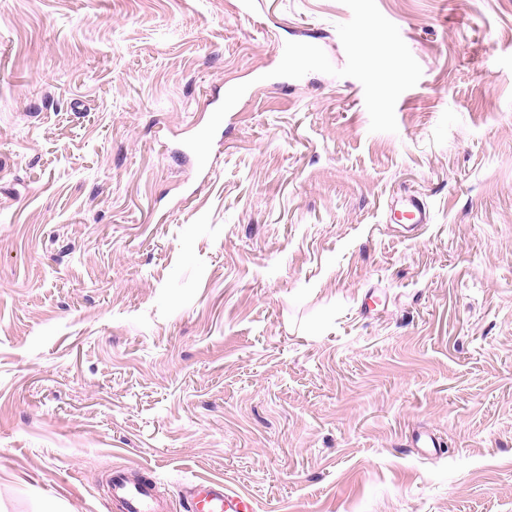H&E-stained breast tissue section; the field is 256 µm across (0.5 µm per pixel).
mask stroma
<instances>
[{
  "label": "stroma",
  "instance_id": "35a3bbf8",
  "mask_svg": "<svg viewBox=\"0 0 512 512\" xmlns=\"http://www.w3.org/2000/svg\"><path fill=\"white\" fill-rule=\"evenodd\" d=\"M120 471L512 512V0H0V512ZM399 209L394 208V223L409 224V226H419L420 224H429L431 220L430 212L424 205L421 198L417 195H406L399 201ZM399 213V216L396 214ZM401 216L409 219L408 221L401 220Z\"/></svg>",
  "mask_w": 512,
  "mask_h": 512
}]
</instances>
